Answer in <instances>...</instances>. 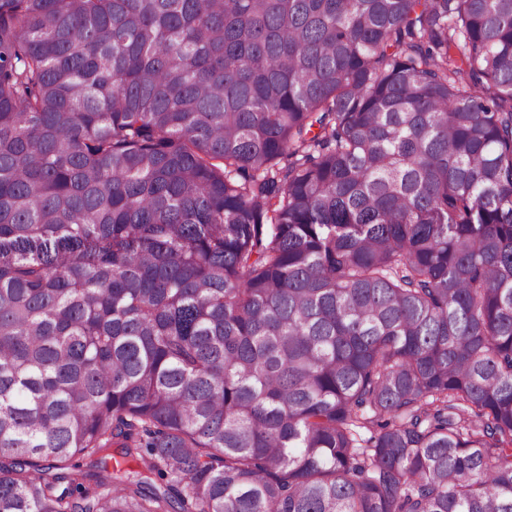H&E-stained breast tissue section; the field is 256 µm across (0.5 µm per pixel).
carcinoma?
<instances>
[{"instance_id":"carcinoma-1","label":"carcinoma","mask_w":512,"mask_h":512,"mask_svg":"<svg viewBox=\"0 0 512 512\" xmlns=\"http://www.w3.org/2000/svg\"><path fill=\"white\" fill-rule=\"evenodd\" d=\"M0 512H512V0H0Z\"/></svg>"}]
</instances>
